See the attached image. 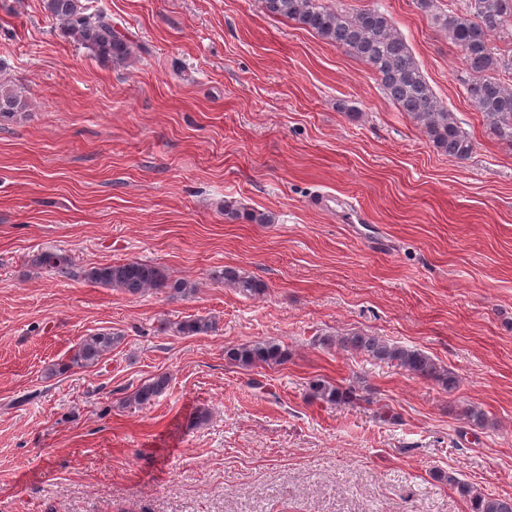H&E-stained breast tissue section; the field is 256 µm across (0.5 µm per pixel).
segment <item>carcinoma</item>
Segmentation results:
<instances>
[{
  "label": "carcinoma",
  "mask_w": 512,
  "mask_h": 512,
  "mask_svg": "<svg viewBox=\"0 0 512 512\" xmlns=\"http://www.w3.org/2000/svg\"><path fill=\"white\" fill-rule=\"evenodd\" d=\"M88 0H42L46 16L61 25L63 34L89 50L96 57L113 64L124 63L131 55L130 42L114 24L112 16L93 10ZM416 7L432 16L439 31L459 52L463 66L462 83L473 108L482 113L498 140L512 148V84L498 78L502 72L512 74V55L498 52L491 37L512 44V0H462L459 9H442L439 0H415ZM264 11L273 17L286 18L309 30L360 62L366 64L388 100L410 118L424 134L431 147L457 162L467 160L474 150L469 137L459 126L455 113L436 96L405 40L393 28L387 15L377 8L351 13L343 8L327 6L323 0H263ZM27 108L23 96L0 85V123L22 117ZM224 215L255 224H268L270 218L224 204ZM37 269H48L61 278L76 275L71 259L58 252H42L33 259ZM90 283L112 288L129 295L148 290L165 289L173 298L192 295L196 286L188 280H172L157 265L139 260L92 266L82 271ZM220 279L224 285L245 296H259L265 286L232 268L224 269ZM216 326L215 320L198 316L171 326L179 336H207ZM122 336L100 332L78 343L67 361L50 369L53 375L69 370L90 368L119 343ZM327 342L347 352L361 354L403 370L411 375L432 379L453 390L457 377L438 364L424 351L390 342L381 336L353 331L329 338ZM225 359L241 368L273 367L288 361V351L271 341H254L227 347ZM167 385L159 376L139 385L124 404H150ZM311 397L327 405L355 398V390L318 379L310 384ZM461 416L472 426L483 427L485 412L466 406ZM457 493L469 503L470 512H512V497H496L474 490L455 474H442Z\"/></svg>",
  "instance_id": "carcinoma-1"
}]
</instances>
